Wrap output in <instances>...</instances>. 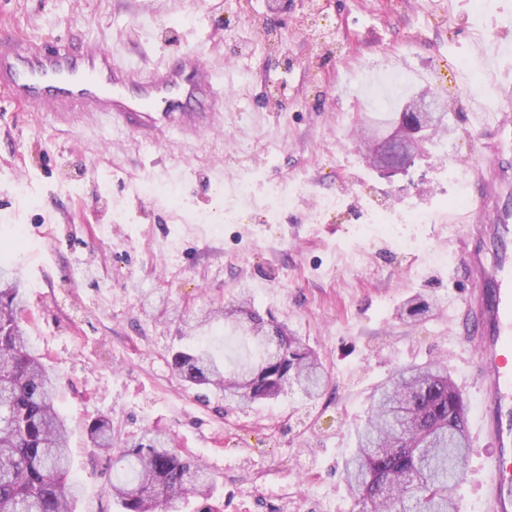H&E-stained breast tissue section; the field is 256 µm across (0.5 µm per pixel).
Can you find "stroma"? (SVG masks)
I'll return each instance as SVG.
<instances>
[{
	"mask_svg": "<svg viewBox=\"0 0 512 512\" xmlns=\"http://www.w3.org/2000/svg\"><path fill=\"white\" fill-rule=\"evenodd\" d=\"M12 33L78 36L142 65L197 44L225 66L232 97L221 134L171 156L0 96V267L23 285L21 323L56 380L76 512H119L112 462L88 437L102 415L116 446L158 429L214 475L213 494L181 512H356L343 464L396 367L444 362L477 412L454 319L461 271L446 259L464 185L448 171L481 138L467 99H489L496 72L512 73V50L491 68L480 51L512 42V0H0V34ZM423 88L448 103L447 149L425 145L398 174L367 166L348 128L388 135ZM243 180L246 198L235 191ZM146 181L172 183L174 197L152 204ZM283 183L297 192L277 213ZM418 206L433 223H408ZM425 238L430 250H411ZM244 290L320 354L330 383L316 402L288 392L238 406L172 372V350L200 334L228 362L246 359L245 336L223 319L189 324ZM417 293L432 308L411 326L397 309ZM488 449L472 434L460 512H486Z\"/></svg>",
	"mask_w": 512,
	"mask_h": 512,
	"instance_id": "1",
	"label": "stroma"
}]
</instances>
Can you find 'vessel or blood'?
<instances>
[{"mask_svg":"<svg viewBox=\"0 0 512 512\" xmlns=\"http://www.w3.org/2000/svg\"><path fill=\"white\" fill-rule=\"evenodd\" d=\"M0 92L15 106L105 121L146 143L224 128V85L197 46L139 67L58 38H1ZM493 96L500 118L460 171L471 203L453 214L463 232L452 253L465 281L462 336L477 351L478 428L491 445L482 498L489 512H512V77H499Z\"/></svg>","mask_w":512,"mask_h":512,"instance_id":"vessel-or-blood-1","label":"vessel or blood"}]
</instances>
